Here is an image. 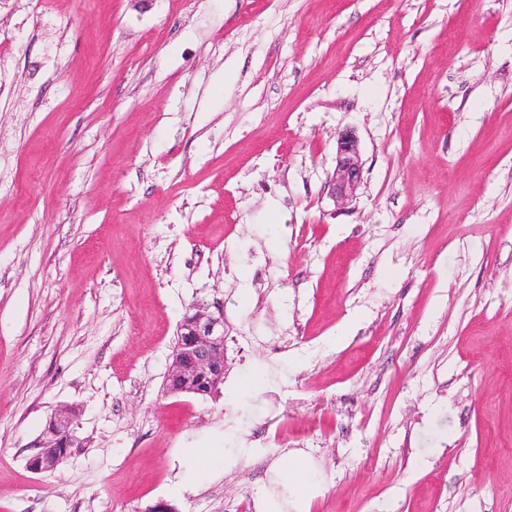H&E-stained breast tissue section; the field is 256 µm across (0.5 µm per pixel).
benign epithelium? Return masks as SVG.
<instances>
[{"label": "benign epithelium", "mask_w": 512, "mask_h": 512, "mask_svg": "<svg viewBox=\"0 0 512 512\" xmlns=\"http://www.w3.org/2000/svg\"><path fill=\"white\" fill-rule=\"evenodd\" d=\"M362 168L357 138L342 133L336 141V166L332 192L336 199L347 201L356 195L361 184ZM179 340L174 347L169 373L190 382L200 375L217 384L224 379V313H213L198 307L187 315L179 327ZM74 415L61 410L50 417L44 432V444L68 449L74 446ZM63 452L54 457L34 455L28 460L29 469L45 472L56 469L67 457Z\"/></svg>", "instance_id": "1"}]
</instances>
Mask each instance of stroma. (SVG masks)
<instances>
[{
  "label": "stroma",
  "instance_id": "35a3bbf8",
  "mask_svg": "<svg viewBox=\"0 0 512 512\" xmlns=\"http://www.w3.org/2000/svg\"><path fill=\"white\" fill-rule=\"evenodd\" d=\"M160 501L512 512V0H0V512ZM361 179L358 140L352 133H342L336 141V166L332 179V192L335 198L342 202L353 198ZM180 336L174 347L169 373L185 381L184 387L166 389L173 394H198L197 388L211 393L210 382L218 384L224 379V313L198 307L188 314L179 327ZM200 375L206 379H196ZM196 379V380H195ZM196 386L188 388L190 381ZM73 421L74 415L70 411L60 410L50 417L47 428L44 432L43 444L47 447L59 445L66 448L62 454L54 457H42L33 455L28 460V467L35 472H45L56 469L68 455V448H73Z\"/></svg>",
  "mask_w": 512,
  "mask_h": 512
}]
</instances>
